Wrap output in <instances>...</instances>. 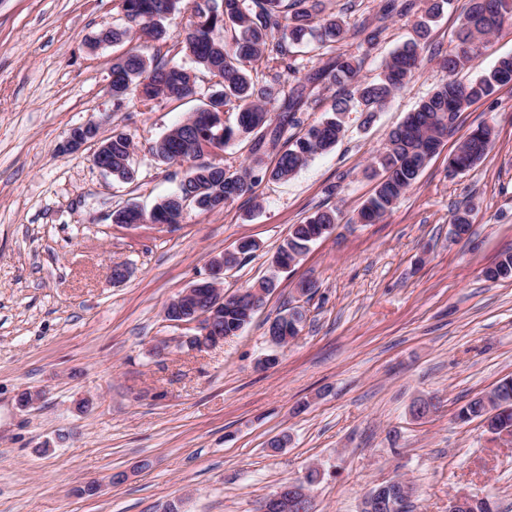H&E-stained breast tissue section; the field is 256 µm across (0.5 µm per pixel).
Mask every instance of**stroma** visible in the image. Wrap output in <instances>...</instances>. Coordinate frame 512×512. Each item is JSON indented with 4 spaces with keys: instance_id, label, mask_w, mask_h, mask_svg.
<instances>
[{
    "instance_id": "obj_1",
    "label": "stroma",
    "mask_w": 512,
    "mask_h": 512,
    "mask_svg": "<svg viewBox=\"0 0 512 512\" xmlns=\"http://www.w3.org/2000/svg\"><path fill=\"white\" fill-rule=\"evenodd\" d=\"M464 4L432 23L430 51L374 121L350 108L336 147L288 180L212 212L188 207L177 224L127 227L113 210H147L176 190L183 167L149 148L198 101L116 108L117 49L95 39L122 26L117 0H0V512H257L313 466L324 471L316 512H361L370 489L397 478L415 488L413 512H448L456 494L512 512V443L457 417L512 378V279L484 275L512 250V86L460 114L381 222L353 221L390 131L444 79ZM417 18L393 19L370 48L347 40L361 79ZM509 54L512 19L457 78ZM92 121L100 137L132 139V181L94 165L96 143L64 151L70 130ZM481 123L494 129L488 157L449 174V153ZM465 207L471 234L458 239L451 218ZM320 208L339 212L333 232L272 272L291 225ZM245 239L258 248L225 271V292L271 274L274 290L240 335L178 348L187 330L165 320L166 304ZM115 261L132 269L124 283L109 277ZM306 281L315 288L299 295ZM294 306L300 331L273 349L268 325ZM160 341L169 348L158 356ZM271 353L278 364L259 369ZM24 389L39 393L35 406L17 405ZM428 396L436 410L415 418L413 402ZM281 434L287 446L270 452Z\"/></svg>"
}]
</instances>
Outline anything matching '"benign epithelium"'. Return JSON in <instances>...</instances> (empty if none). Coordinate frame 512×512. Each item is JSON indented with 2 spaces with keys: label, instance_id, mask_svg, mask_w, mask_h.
<instances>
[{
  "label": "benign epithelium",
  "instance_id": "obj_1",
  "mask_svg": "<svg viewBox=\"0 0 512 512\" xmlns=\"http://www.w3.org/2000/svg\"><path fill=\"white\" fill-rule=\"evenodd\" d=\"M99 141V129L94 123H87L71 130L66 149H79L89 141ZM209 277L196 282L180 292L173 304H187L191 314L175 316L164 310V317L176 325H192L197 333L182 337L195 349L211 348L224 342L226 336L215 326L218 313L224 309V291L219 284L224 279V256H214L209 260ZM481 506L483 512H493L492 505L479 503L465 495H456L449 501L448 512H474L475 506ZM387 506V497L376 490L369 493L363 501L362 512H380ZM258 512H315L314 503L308 491L306 480H294L284 483L273 494L261 501Z\"/></svg>",
  "mask_w": 512,
  "mask_h": 512
}]
</instances>
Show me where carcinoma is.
<instances>
[{
	"mask_svg": "<svg viewBox=\"0 0 512 512\" xmlns=\"http://www.w3.org/2000/svg\"><path fill=\"white\" fill-rule=\"evenodd\" d=\"M453 0H424L414 37L392 51L382 62L377 77L368 82L355 80L359 59L337 51L348 38L360 39L359 45L378 44L386 22L395 15L410 13L411 0H384L373 20L350 27L334 12H326L325 0H192V29L172 46L165 42V19L179 9L180 0H118L125 25L112 29V43L133 42L142 37L160 43L167 51L184 53L200 70L219 78L217 89L205 93L198 72L171 66L132 47L112 59V99L120 109L129 102L150 110L163 100L182 101L202 98L200 108L188 114L151 147V154L167 163L185 164V178L176 193L162 199L150 212L130 206L112 212V221L132 224L146 218L154 224H177L183 203L202 198L205 211L223 208L227 203L253 193L264 178L286 180L317 154L332 149L344 135V114L355 103L370 122L391 98L410 80L421 61L431 23ZM512 18V0H468L456 44L442 59L446 78L421 99L394 128L377 163L383 175L374 193L358 210L354 222L376 224L417 182L427 156L435 153L444 139L455 131L461 112L512 84V55L502 57L494 68L476 80L464 84L453 75L481 55L487 38ZM315 43V50L333 57L321 67L301 73L297 57L300 48ZM292 77L284 85L283 75ZM329 83L344 88L333 98L326 116L309 125L302 134L286 140L287 148L278 152L275 164L264 163L267 143L278 142L288 129L300 124L298 112L308 102L311 87ZM236 110L235 122L207 127L206 114ZM111 142L112 176L127 181L134 177L131 159L134 145L130 137L113 130L103 139ZM249 143V165L231 171L201 161L203 146L222 149L230 144ZM493 141V128L479 124L448 155V172H466L485 160ZM338 223L334 209L318 210L301 224L292 225L283 249L273 261H296L315 242L327 234V227ZM489 279L512 278V253L506 252L486 270ZM248 322L236 313L224 310V335L237 336ZM499 407L504 401L512 406V379L502 380L492 391ZM488 413L485 396L474 397L462 406L458 419L485 421Z\"/></svg>",
	"mask_w": 512,
	"mask_h": 512,
	"instance_id": "carcinoma-1",
	"label": "carcinoma"
}]
</instances>
